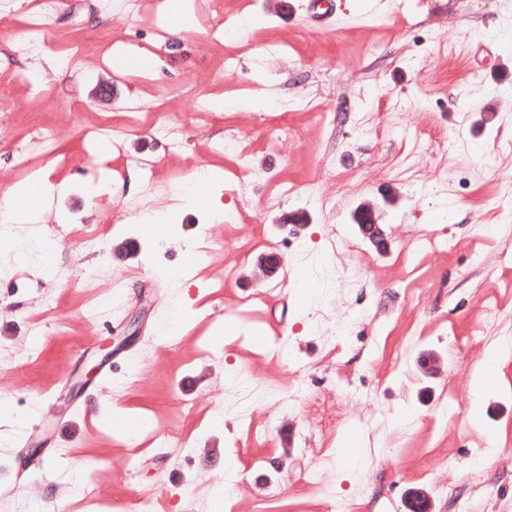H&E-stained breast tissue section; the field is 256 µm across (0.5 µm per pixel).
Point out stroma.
Here are the masks:
<instances>
[{
    "label": "stroma",
    "mask_w": 512,
    "mask_h": 512,
    "mask_svg": "<svg viewBox=\"0 0 512 512\" xmlns=\"http://www.w3.org/2000/svg\"><path fill=\"white\" fill-rule=\"evenodd\" d=\"M221 0L214 17L193 5V27L169 19L166 38L144 35L138 14L110 19L105 0H60L46 19L48 36L79 43L83 59L48 72L41 88L18 79L29 68L0 41V196L17 184H66L65 196L48 195L47 223L13 224L9 232L48 244L55 270L46 275L13 267L0 275V357L36 345L28 366L0 370L11 406L0 409V512H26L28 483L46 497L75 480L93 479L108 505L83 506L81 496L59 499L58 512H113L140 488L155 487L158 512H190L184 496L211 494L231 480L237 512H408L420 489L431 512H465L483 503L487 512H512V357L494 369V380L475 392L473 374L487 346L474 326L495 306L498 336H512V0ZM250 22L255 48L227 35L222 19ZM145 43L155 66L140 79L135 66L115 62L126 42ZM239 62L228 74L225 58ZM262 85L270 105L296 100L270 127L240 109L208 117L195 112L196 96L235 101L253 98ZM147 111L170 112L186 128L178 149L148 131L127 135L119 149L98 156L86 130L129 100ZM53 126L52 149L33 142L30 112ZM393 112V126L376 131L370 113ZM248 146L245 155L222 151L227 134ZM26 144L37 172L15 169L7 157ZM151 157L168 194L150 192L139 157ZM248 161L260 176L251 202L235 203L231 172ZM214 172L195 185L199 168ZM294 187L282 206L269 208L277 186ZM194 199L182 203L186 188ZM397 195L382 206L390 252L379 255L363 241L352 214L380 203L381 190ZM144 198L167 225L171 243L153 254L125 196ZM332 206L320 210L316 197ZM232 222H224L227 209ZM305 211L300 251L283 252L278 279L287 285L266 293L250 274L267 254L289 214ZM108 224L103 251L78 243L84 224ZM493 233L480 250L485 265H471L463 246L474 227ZM342 231L358 246L356 258L332 250ZM428 232L448 248L414 253L407 236ZM223 249L184 266L180 283L158 266L184 265L205 239ZM356 261L358 282L339 271ZM187 306L179 334L156 333L174 290ZM117 293L119 310L96 318L92 308ZM364 321H357V314ZM435 354L426 371L422 360ZM138 375L125 384L128 364ZM369 388L386 430L373 434L364 407L339 390L348 382ZM261 385L268 397L253 403ZM306 387L328 406L294 397ZM454 415L437 411L444 394ZM47 402L26 441L15 442L17 407ZM193 402L186 414L183 402ZM148 419L165 433L164 444L134 451L118 421ZM494 454L474 460L467 448L481 440ZM144 463L130 474L134 454ZM457 489L448 497L447 485ZM330 496H322L320 487Z\"/></svg>",
    "instance_id": "stroma-1"
}]
</instances>
